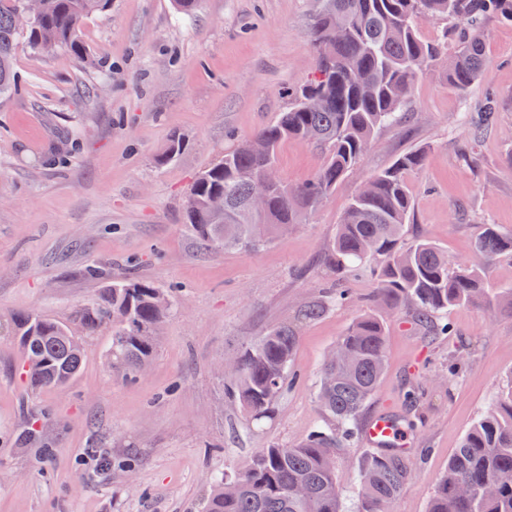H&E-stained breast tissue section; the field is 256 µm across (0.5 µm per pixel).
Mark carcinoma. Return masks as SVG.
<instances>
[{"mask_svg": "<svg viewBox=\"0 0 512 512\" xmlns=\"http://www.w3.org/2000/svg\"><path fill=\"white\" fill-rule=\"evenodd\" d=\"M309 36L315 49L314 72L291 93L292 106L247 139L224 160L195 180L185 212L206 250L257 252L292 224L354 169L377 130L402 121L416 79L433 71L447 53L448 86L469 92L488 62L482 28L497 18L512 23V0H315ZM24 0H0V94L14 84L12 50L23 36L37 51L67 48L81 58L84 20L103 11L110 0H40V15L28 27L16 23ZM445 22L435 40L423 28ZM494 102L485 100L474 123L479 137L488 127ZM310 143L325 160L306 182L268 185L265 209L249 207L251 183L276 167L281 144ZM427 149L409 151L371 175L367 188L348 203L327 261L336 273L334 292L307 301L297 318L273 327L252 342L232 364L236 371L231 399L253 419L270 413L272 402L289 384L288 367L299 339L297 326L352 299L348 274L369 259H379L374 309L359 317L328 353L316 398L325 423L296 445H271L255 453L233 475L215 479L202 512H342L338 459L358 433V419L374 395L386 362L384 312L405 307L436 336L451 334L448 309L469 305L512 316V286L488 287L489 266L512 253V234L485 225L474 240L475 261L455 271L448 256L426 239L404 243L412 215L405 181L420 168ZM224 200V223L212 210ZM177 291L128 279L107 287L100 302L76 312L74 321L88 332L115 323L109 350L112 369L128 377L155 354V332L178 304ZM33 386L66 383L81 370L84 347L70 328L33 312L10 317ZM410 453L384 448L370 451L359 466L356 512H393L409 485ZM428 512H512V374L501 393L465 434L448 459L431 496Z\"/></svg>", "mask_w": 512, "mask_h": 512, "instance_id": "obj_1", "label": "carcinoma"}]
</instances>
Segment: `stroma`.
<instances>
[{
  "instance_id": "1",
  "label": "stroma",
  "mask_w": 512,
  "mask_h": 512,
  "mask_svg": "<svg viewBox=\"0 0 512 512\" xmlns=\"http://www.w3.org/2000/svg\"><path fill=\"white\" fill-rule=\"evenodd\" d=\"M313 0H112L82 26L87 56L13 50L15 87L0 95V512H200L215 473H233L262 447L294 444L320 418L316 385L327 352L369 307V269L349 281L351 302L304 323L295 383L256 423L227 395L224 363L267 330L292 321L336 277L325 248L364 180L413 148V221L450 264L471 259L484 225L512 233V24L488 22L485 82L450 90L443 71L415 85L404 122L371 148L303 223L256 253L203 250L182 212L194 178L240 139L287 111L310 77ZM492 126L474 138L469 117L486 98ZM184 147L158 164L172 136ZM322 156L285 142L278 175L310 178ZM101 278L86 277L88 264ZM135 276L180 302L156 355L126 379L109 359L112 329L85 337L78 376L34 389L8 318L35 311L66 321L106 285ZM451 335L435 336L408 310L386 315L387 367L364 417L411 418L413 477L393 512H428L448 458L512 374V317L461 306ZM469 347L448 366L457 341ZM425 392L417 403L407 395ZM32 427L39 443H17Z\"/></svg>"
}]
</instances>
